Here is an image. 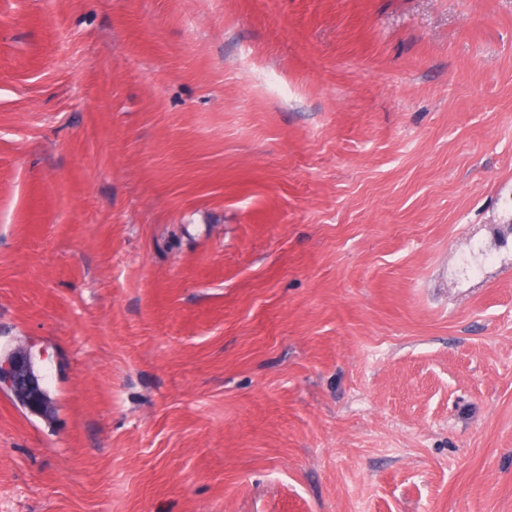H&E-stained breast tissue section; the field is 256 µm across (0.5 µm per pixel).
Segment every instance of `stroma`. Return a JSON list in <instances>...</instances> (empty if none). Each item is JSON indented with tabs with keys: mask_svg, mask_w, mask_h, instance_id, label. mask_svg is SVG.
Here are the masks:
<instances>
[{
	"mask_svg": "<svg viewBox=\"0 0 512 512\" xmlns=\"http://www.w3.org/2000/svg\"><path fill=\"white\" fill-rule=\"evenodd\" d=\"M0 512H512V0H0ZM39 376L35 373L32 356L27 351H9L2 357L0 353V389L13 396L26 398L29 412L47 414L51 401L46 391L40 388Z\"/></svg>",
	"mask_w": 512,
	"mask_h": 512,
	"instance_id": "stroma-1",
	"label": "stroma"
}]
</instances>
